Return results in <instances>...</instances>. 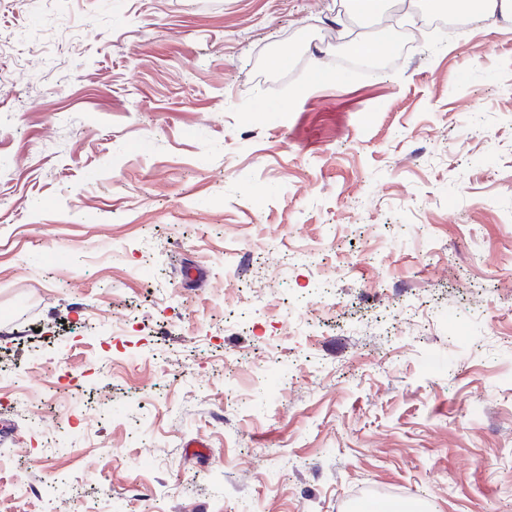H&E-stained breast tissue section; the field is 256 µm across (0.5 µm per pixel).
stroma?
<instances>
[{"instance_id": "35a3bbf8", "label": "stroma", "mask_w": 512, "mask_h": 512, "mask_svg": "<svg viewBox=\"0 0 512 512\" xmlns=\"http://www.w3.org/2000/svg\"><path fill=\"white\" fill-rule=\"evenodd\" d=\"M339 22L0 0V512H512V15Z\"/></svg>"}]
</instances>
